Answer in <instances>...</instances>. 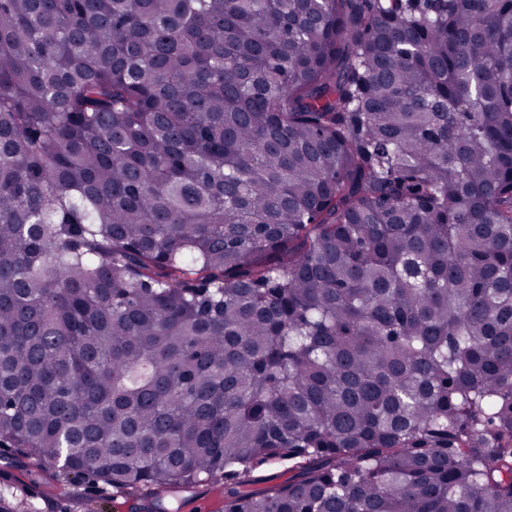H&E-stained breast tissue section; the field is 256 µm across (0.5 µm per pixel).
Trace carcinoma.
Wrapping results in <instances>:
<instances>
[{
	"instance_id": "cac0c4a2",
	"label": "carcinoma",
	"mask_w": 512,
	"mask_h": 512,
	"mask_svg": "<svg viewBox=\"0 0 512 512\" xmlns=\"http://www.w3.org/2000/svg\"><path fill=\"white\" fill-rule=\"evenodd\" d=\"M0 446L512 512V0H0Z\"/></svg>"
}]
</instances>
